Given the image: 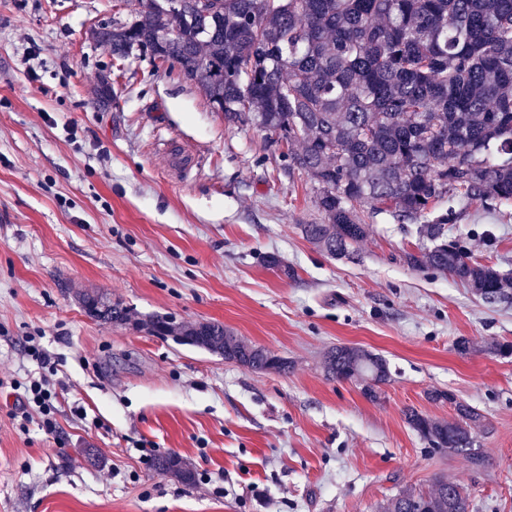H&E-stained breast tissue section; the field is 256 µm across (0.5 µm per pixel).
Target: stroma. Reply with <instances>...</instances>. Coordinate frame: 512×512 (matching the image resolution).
Wrapping results in <instances>:
<instances>
[{
  "label": "stroma",
  "mask_w": 512,
  "mask_h": 512,
  "mask_svg": "<svg viewBox=\"0 0 512 512\" xmlns=\"http://www.w3.org/2000/svg\"><path fill=\"white\" fill-rule=\"evenodd\" d=\"M129 17L122 0H0V512H377L440 474L472 512H512V354L487 350L512 345V306L411 268L418 227L386 211L364 210L370 233L346 256L308 242L302 225L324 217L288 171L290 146L227 124L150 56L116 62L91 32ZM170 137L194 155L189 173L158 151ZM434 212L512 283L511 205ZM87 290L138 325L89 318ZM155 315L221 322L290 368L255 372L153 335ZM31 336L59 362L52 436L19 388L40 372ZM337 346L385 359L377 400L327 378ZM433 391L484 415V471L408 424L409 408L454 419ZM165 455L190 463L192 485L156 468Z\"/></svg>",
  "instance_id": "stroma-1"
}]
</instances>
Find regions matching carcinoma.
Masks as SVG:
<instances>
[{"label": "carcinoma", "mask_w": 512, "mask_h": 512, "mask_svg": "<svg viewBox=\"0 0 512 512\" xmlns=\"http://www.w3.org/2000/svg\"><path fill=\"white\" fill-rule=\"evenodd\" d=\"M125 22L105 26L97 42L124 60L153 51L197 84L230 125L251 123L297 149L289 169L305 174L323 224H303V236L342 256L370 232L364 207L388 210L398 222L424 220L432 243L407 254L466 284L488 304L507 298L506 279L470 260L444 239L448 215L427 218L448 197L512 204V0H181L175 15L164 0H138ZM222 74L214 80L210 66ZM92 318L113 325L130 310L100 293L78 295ZM156 336L224 356L254 371H284L269 350L235 336L224 324H176L156 315ZM332 378L364 383L377 398L386 362L340 346L323 361ZM457 420L429 419L414 410L410 426L430 447L486 466L473 453L483 415L454 395ZM157 467L183 484L195 474L176 455ZM470 512L469 494L440 475L427 491L406 488L386 512Z\"/></svg>", "instance_id": "1"}]
</instances>
